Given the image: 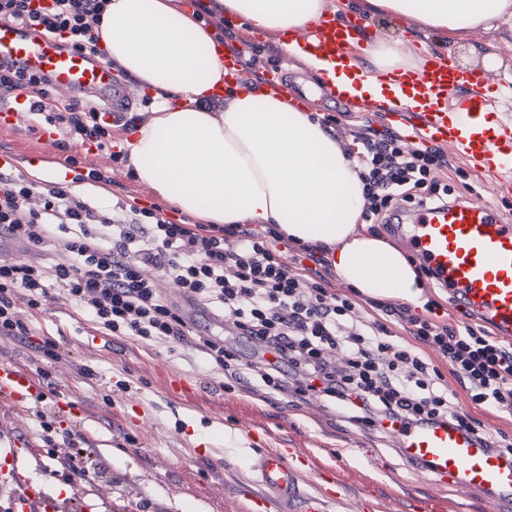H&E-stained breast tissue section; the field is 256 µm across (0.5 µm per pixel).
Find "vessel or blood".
I'll use <instances>...</instances> for the list:
<instances>
[{
    "instance_id": "1",
    "label": "vessel or blood",
    "mask_w": 512,
    "mask_h": 512,
    "mask_svg": "<svg viewBox=\"0 0 512 512\" xmlns=\"http://www.w3.org/2000/svg\"><path fill=\"white\" fill-rule=\"evenodd\" d=\"M367 26L363 18L343 26L325 18L297 33L296 41L306 52L341 59ZM0 64L47 76L51 94L69 91L80 103L109 114L116 122L139 104L135 92L98 54L66 48L59 38L35 25L0 24ZM411 80L418 94L404 121L406 141L418 149L453 146L483 174L491 197L511 195L512 118L489 111L488 98L474 92L481 75L432 55ZM452 86L468 92L463 110H439L438 100ZM47 109L44 102L12 98L0 103V128L14 127L21 113ZM73 170L68 156L53 157L48 181L68 182ZM408 219L413 226V251L447 284L457 307L490 324L499 339L512 341V224L503 221L489 201L472 199L441 208L419 207L409 211ZM0 399L23 409L47 400L58 409L66 404L63 394L47 393L27 367L15 363H0ZM390 429L400 436L407 460L428 464L432 473L459 489L484 490L512 501V459L482 448L473 434L452 425L407 428L396 422ZM252 469L255 484L263 489L252 501L255 512H268L274 505L287 512L293 501L301 512H327L325 499L300 493L301 471L285 462L281 453L255 457ZM61 509V503L45 500L29 483L11 512Z\"/></svg>"
}]
</instances>
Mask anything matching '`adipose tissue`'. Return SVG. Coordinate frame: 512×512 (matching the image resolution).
I'll use <instances>...</instances> for the list:
<instances>
[{"mask_svg":"<svg viewBox=\"0 0 512 512\" xmlns=\"http://www.w3.org/2000/svg\"><path fill=\"white\" fill-rule=\"evenodd\" d=\"M254 27L285 33L319 21L326 0H218ZM391 17L464 33L512 15V0H366ZM97 44L153 95L127 142L138 180L180 212L207 224H272L288 240L322 251L337 278L373 298L416 302L424 283L404 252L361 224L364 182L357 163L304 107L278 90L224 82L211 28L178 0H109ZM303 57L339 93L388 107L412 104L384 74L409 73L400 42L380 45L371 66Z\"/></svg>","mask_w":512,"mask_h":512,"instance_id":"adipose-tissue-1","label":"adipose tissue"}]
</instances>
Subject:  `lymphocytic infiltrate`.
<instances>
[{"label":"lymphocytic infiltrate","mask_w":512,"mask_h":512,"mask_svg":"<svg viewBox=\"0 0 512 512\" xmlns=\"http://www.w3.org/2000/svg\"><path fill=\"white\" fill-rule=\"evenodd\" d=\"M107 0H0V18L43 26L66 47L96 50L93 26ZM47 121L72 143L112 147L109 123L77 102L54 106ZM357 161L366 180L363 216L390 224L398 202L431 206L448 202L440 173L441 148L405 152L394 133H359ZM0 236L38 247L57 241L62 259L50 266L25 260L0 263V336H24L23 309L42 306L50 293L79 301L112 336L167 342L189 333L181 310L168 303L157 278L174 281L184 297L219 310L220 336L198 345L222 371L247 370L275 392L314 395L342 409L355 423L454 425L477 436L490 451L512 458V438L492 437L462 412L456 394L432 356L448 361L476 405L512 417V345L466 319L448 324L382 306L364 317L354 298L331 294L323 276L289 269L277 248L275 228L240 225L226 233L217 224H177L159 207L121 206L106 213L67 185H44L0 170ZM407 327L412 342L396 340L393 325ZM254 343L256 357L240 365L229 344ZM342 353L343 363L332 359Z\"/></svg>","instance_id":"lymphocytic-infiltrate-1"}]
</instances>
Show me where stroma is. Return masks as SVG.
I'll return each mask as SVG.
<instances>
[{"label": "stroma", "instance_id": "obj_1", "mask_svg": "<svg viewBox=\"0 0 512 512\" xmlns=\"http://www.w3.org/2000/svg\"><path fill=\"white\" fill-rule=\"evenodd\" d=\"M370 23L351 49L359 61H367L382 41L401 38L409 53L429 49L458 68L482 71L485 88L512 78V29L502 24L458 35L422 27L413 18L374 15ZM220 35L225 44L243 46L245 55L260 61L255 69L241 65L240 83L267 88L266 72L279 65V34H258L234 22ZM288 79L304 89L307 108L320 120H331L343 149L355 150L354 137L362 130L385 131V111L364 101L336 106L319 95L318 78L309 68L289 71ZM39 150L31 122L0 130V151L24 161L20 176L31 178L33 167L25 158ZM78 161L105 174L104 182L75 187L103 210L119 202L154 204L175 223H193V216L139 182L129 162L114 161L105 151ZM23 317L30 335L0 336V362L46 368L48 390L65 391L84 412L55 414L46 403L27 412L0 403V445L19 443V463L27 476L46 494L64 497L69 512H80L84 501L93 504V512H246L253 459L275 448H293L310 458L301 485L336 497L331 512H409L415 496L442 499L448 512H512L511 502L460 490L417 467L404 458L396 435L352 423L317 397L266 394L250 379H225L193 337L148 344L102 337L79 303L57 295ZM47 341L58 355L48 364L39 350ZM433 363L465 413L489 433L512 437L511 417L474 407L447 362L437 357ZM175 377L187 380L191 391L169 395L166 385ZM44 414L53 415L61 429L81 431L93 470L90 483L70 482L66 443L43 446L39 422Z\"/></svg>", "mask_w": 512, "mask_h": 512}]
</instances>
